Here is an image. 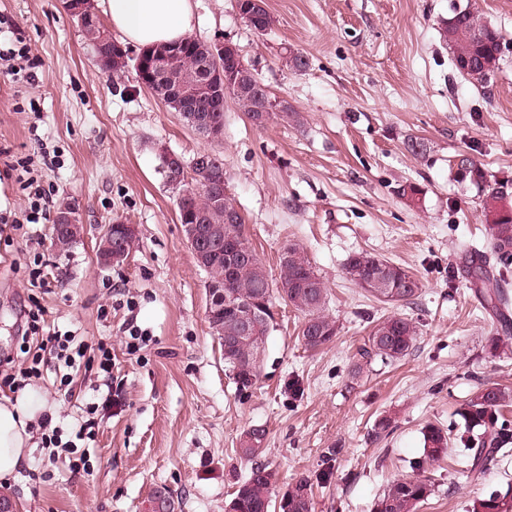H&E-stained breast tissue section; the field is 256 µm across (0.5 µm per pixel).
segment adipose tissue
<instances>
[{
    "label": "adipose tissue",
    "mask_w": 512,
    "mask_h": 512,
    "mask_svg": "<svg viewBox=\"0 0 512 512\" xmlns=\"http://www.w3.org/2000/svg\"><path fill=\"white\" fill-rule=\"evenodd\" d=\"M114 31L131 44L153 47L189 37L190 0H103ZM43 410L38 399L0 400V483L9 484L26 459L30 431Z\"/></svg>",
    "instance_id": "obj_1"
}]
</instances>
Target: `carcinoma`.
Wrapping results in <instances>:
<instances>
[{
    "label": "carcinoma",
    "mask_w": 512,
    "mask_h": 512,
    "mask_svg": "<svg viewBox=\"0 0 512 512\" xmlns=\"http://www.w3.org/2000/svg\"><path fill=\"white\" fill-rule=\"evenodd\" d=\"M273 18L262 7L249 18V25L257 32L267 31ZM89 44L112 39V34L101 20L83 30ZM441 36L452 52V63L459 77L476 88L485 89L494 73L485 67L488 60L501 63L500 46L504 37L490 22L468 7L450 5L448 17L441 20ZM195 44L188 37L176 43L179 48V71L188 74L193 65ZM224 74L240 77L244 93L234 95V100L250 114L257 105L262 81L250 69L239 68V62L224 59ZM278 118L302 125L300 113L281 105L268 113ZM208 165L199 170L194 179L192 193L177 204L178 210L196 209L203 213L206 225L221 230V239H232L239 246L242 260L236 271L224 276V298L253 306L263 315L259 326L252 332V340L235 352L241 363L239 379L233 381L239 394L248 392L259 379L264 365L267 337L273 321L272 305L275 297L304 314L299 337L308 350H318L333 341L338 332L336 321L324 313L327 288L308 258L305 249L293 243L285 247L279 257V281L269 279L264 266L249 246L243 234V218L228 224L224 215L238 213L232 199L224 197V205L211 203L212 176L224 171V162L216 154H207ZM453 178L477 192L481 209L487 222L486 249L469 252L467 274L482 298L484 309L491 317L492 337L489 352L493 356L512 353V318L509 307L512 301L504 288L506 275L512 271V201L505 195L512 188V179H501L483 164L467 154L457 155L451 168ZM398 195L416 206L421 202L422 190L414 183L398 188ZM347 280L367 292L379 302L396 308L414 304L422 290L421 281L407 268L367 252L350 255L343 266ZM418 336L416 321L405 313H395L378 319L372 327L367 342L359 350L363 359L378 358L395 362L409 354ZM512 405V388L500 384L482 385L463 401L455 411L457 416L454 436L444 433L437 425L429 424L423 431L425 459H439L453 442L469 451L470 471L482 473L497 454L512 442V420L504 409ZM261 439L253 445L240 440L239 453L254 461L247 477L237 486L226 504L230 512H269L274 483V472L269 465L256 462L266 440V430L258 428ZM340 453L338 448H328L324 454L326 467L315 478L297 480L280 501L282 512H312L313 483L326 484L332 476L329 463ZM432 494L431 481L419 474L392 481L374 504V512H418ZM469 512H512V491H493L473 501Z\"/></svg>",
    "instance_id": "1"
}]
</instances>
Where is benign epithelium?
<instances>
[{
	"label": "benign epithelium",
	"instance_id": "1",
	"mask_svg": "<svg viewBox=\"0 0 512 512\" xmlns=\"http://www.w3.org/2000/svg\"><path fill=\"white\" fill-rule=\"evenodd\" d=\"M63 8L78 22L95 14L94 0H63ZM197 57L201 63L196 71L191 73L188 81L181 83L180 96L170 105L181 112L186 123L200 136L218 142L223 139L224 127L214 123L204 110L206 101L224 100V71L221 60L237 53L235 46L225 42L206 43L197 48ZM176 53L164 45L142 50L135 61L138 81L150 90L159 82H166L174 78L173 71L176 65ZM206 158L197 155L190 163H185L181 157L166 153L162 156V169L169 184L182 188L181 194L191 190L187 185L188 172L202 167ZM203 217L198 215H185L181 219L186 241L193 248L196 262L203 268L207 267L208 260L214 254L216 246L210 242L211 232L202 224ZM59 227L68 233L80 238L84 235V225L79 216L71 213L61 219ZM101 236L112 239V247L98 254V262L106 267L122 264L128 260L130 253L127 242L136 239V229L131 224H109L102 230ZM224 284L219 280L211 279L207 284V316L211 317L223 311ZM236 314L242 333L249 332L255 320L256 312L252 307L232 306L226 308Z\"/></svg>",
	"mask_w": 512,
	"mask_h": 512
}]
</instances>
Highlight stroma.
<instances>
[{
    "instance_id": "obj_1",
    "label": "stroma",
    "mask_w": 512,
    "mask_h": 512,
    "mask_svg": "<svg viewBox=\"0 0 512 512\" xmlns=\"http://www.w3.org/2000/svg\"><path fill=\"white\" fill-rule=\"evenodd\" d=\"M191 2L193 38L235 45L303 126L275 118L256 125L228 96L224 137L207 141L141 87L135 69L103 71L61 0H0V19L16 25L37 73L32 86L0 73V211L22 215L28 191L10 169L47 152L58 162H39L41 185L54 203L77 202L85 226L62 254L51 225L0 228V354L18 349L29 271L42 254L56 283L43 299L47 320L111 344L120 396L84 443L90 474L48 463L35 446L6 493L19 512H152L159 490L175 512H224L251 468L238 455L240 438L260 426V460L277 472L274 500L337 446L333 478L314 487L312 512H372L386 486L423 461L424 426L453 428L455 409L480 385L512 387V355L489 354V317L461 275L485 219L474 190L449 173L450 160L466 153L512 177V0H266L275 23L263 34L235 0ZM453 3L504 36V61L487 89L453 69L440 35ZM291 51L307 56L306 69L286 66ZM412 138L424 139L426 154L407 150ZM167 151L187 161L219 154L224 186L270 279L282 249L298 243L328 289L333 341L306 350L302 314L277 303L262 374L243 395L209 326L207 276L183 236L180 191L162 171ZM408 182L423 191L418 207L397 193ZM118 220L135 225L136 246L125 265L104 268L99 236ZM361 251L409 268L423 284L408 310L416 345L394 363L358 356L373 321L392 311L345 279L346 259ZM136 330L151 342L131 355L125 342ZM98 383L89 372L64 396L48 373L33 386L66 437ZM383 418L391 433L372 441ZM466 460L465 449L452 447L425 463L433 491L420 512H467L512 484V448L481 474Z\"/></svg>"
}]
</instances>
